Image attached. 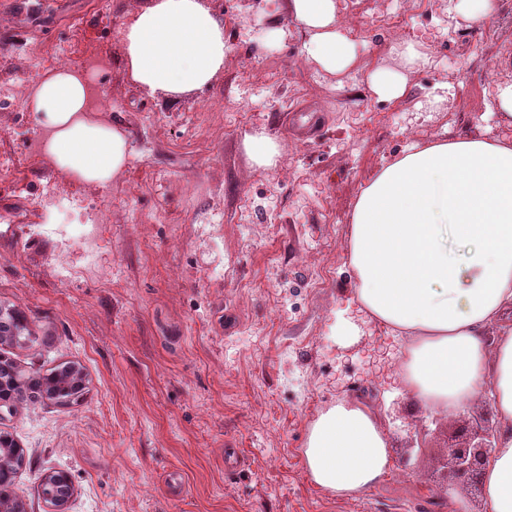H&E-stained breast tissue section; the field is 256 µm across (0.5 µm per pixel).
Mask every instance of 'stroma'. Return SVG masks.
<instances>
[{"instance_id": "1", "label": "stroma", "mask_w": 512, "mask_h": 512, "mask_svg": "<svg viewBox=\"0 0 512 512\" xmlns=\"http://www.w3.org/2000/svg\"><path fill=\"white\" fill-rule=\"evenodd\" d=\"M142 0H0V49L16 59L12 111L0 142L17 156L19 122L44 125L31 96L33 69L56 70L78 40L105 55ZM458 0H343L357 44L348 76L302 63L307 36L271 0H223L224 71L168 103L125 72L99 80L115 107L109 122L129 135L119 179L97 189L108 224L38 227L33 197L16 198L0 173V306L27 319L32 338L8 342L23 373L68 363L86 376L71 404L17 400L0 414L24 450L14 478L24 512H50L39 479L67 471L65 512H450L447 462L462 429L494 424L489 398L444 417L367 373L362 344L344 346L354 273L345 263L352 205L383 159L412 142L481 134L492 126L493 81L512 78V35L479 24L477 46L448 34ZM256 26L244 29V14ZM284 31L282 39L272 29ZM399 41H419L432 67L408 72L407 95L379 99L368 75L396 66ZM455 87L430 116L418 102ZM212 111H202L204 103ZM279 145L276 167L247 157L245 135ZM221 206L219 224L198 212ZM96 262L65 279L61 260ZM339 399L379 409L393 469L357 499L316 486L303 466L307 428ZM237 449L238 468L224 465Z\"/></svg>"}]
</instances>
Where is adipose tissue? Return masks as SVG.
I'll return each instance as SVG.
<instances>
[{
	"mask_svg": "<svg viewBox=\"0 0 512 512\" xmlns=\"http://www.w3.org/2000/svg\"><path fill=\"white\" fill-rule=\"evenodd\" d=\"M282 9L308 35L306 60L333 75L350 70L341 0H283ZM121 47L131 81L174 102L223 71L224 20L205 0H144ZM490 94L499 134L409 144L360 187L346 249L356 313L340 332L348 345L379 329L404 337L393 378L433 413L455 416L490 394L498 435L483 497L489 512H512V81ZM33 99L61 168L97 185L121 171L128 138L83 119L85 89L70 69L37 80ZM389 448L374 406L340 400L312 422L304 464L317 486L351 499L385 478Z\"/></svg>",
	"mask_w": 512,
	"mask_h": 512,
	"instance_id": "ef3b65f1",
	"label": "adipose tissue"
}]
</instances>
